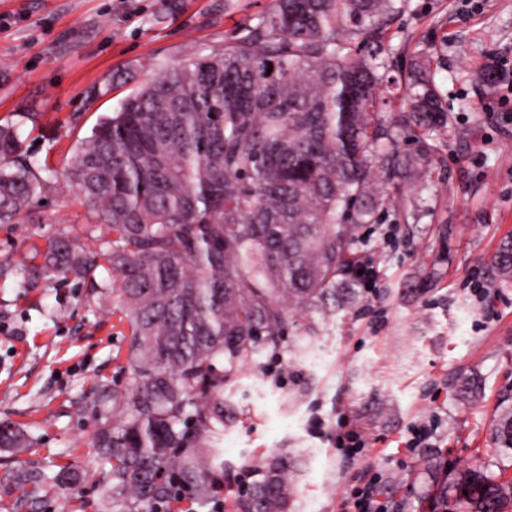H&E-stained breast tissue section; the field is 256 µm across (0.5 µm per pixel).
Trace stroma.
I'll return each instance as SVG.
<instances>
[{"label": "stroma", "mask_w": 512, "mask_h": 512, "mask_svg": "<svg viewBox=\"0 0 512 512\" xmlns=\"http://www.w3.org/2000/svg\"><path fill=\"white\" fill-rule=\"evenodd\" d=\"M0 0V124L16 125L42 183L37 219L0 224V419L22 426L31 450L0 449V512H104L108 469L93 444L112 421V392L128 383V329L98 291L108 283L33 279L56 237L100 250L104 232L63 178L81 139L159 68L224 45L271 0ZM381 55L393 73L426 60L448 105L428 188L399 199L357 248L378 272L302 364L255 355L238 373L236 423L224 430L233 467L275 450L303 455L299 512H339L344 491L383 481L390 512H447L442 492L475 459L512 475L493 451L492 423L512 408V281L490 262L512 236V0H409L387 25ZM503 78L486 88L482 73ZM370 445L334 446L339 415ZM324 430H311L314 418ZM428 447L406 448L413 424ZM79 480L25 506L21 467Z\"/></svg>", "instance_id": "stroma-1"}]
</instances>
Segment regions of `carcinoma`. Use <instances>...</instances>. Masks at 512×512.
<instances>
[{"instance_id":"cac0c4a2","label":"carcinoma","mask_w":512,"mask_h":512,"mask_svg":"<svg viewBox=\"0 0 512 512\" xmlns=\"http://www.w3.org/2000/svg\"><path fill=\"white\" fill-rule=\"evenodd\" d=\"M396 0H272L224 49L159 70L99 119L67 175L106 249L50 242L43 275L112 272L127 322L128 386L96 451L106 512H200L224 489V398L256 354L321 335L357 301L362 228L396 205L379 167L424 185L448 112L421 62L384 82L380 41ZM272 72H267V69ZM41 183L14 125H0V224L28 218ZM512 280V238L493 260ZM512 451V410L493 425ZM0 447L27 436L0 422ZM300 454L233 477L232 512H297ZM468 494H463V491ZM456 512H512V477L477 467L446 491Z\"/></svg>"}]
</instances>
